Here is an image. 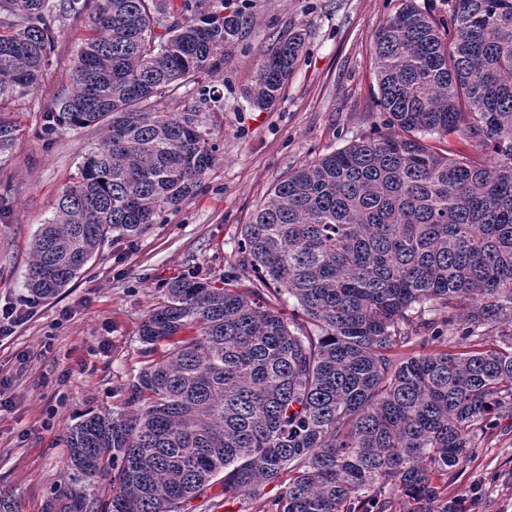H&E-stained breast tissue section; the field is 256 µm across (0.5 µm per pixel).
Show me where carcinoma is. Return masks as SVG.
Listing matches in <instances>:
<instances>
[{"label":"carcinoma","mask_w":512,"mask_h":512,"mask_svg":"<svg viewBox=\"0 0 512 512\" xmlns=\"http://www.w3.org/2000/svg\"><path fill=\"white\" fill-rule=\"evenodd\" d=\"M83 20L71 88L40 138L106 130L32 241L27 284L53 297L109 236L155 224L221 159L204 82L253 31L239 0H0V102L34 92L58 33ZM306 33L257 60L249 105L272 108ZM379 106L393 134L281 179L243 225L254 288L197 266L143 319L133 411L69 431L68 476L109 479L79 512H184L280 487L260 512H433L440 480L512 418V0H448V39L413 0L378 34ZM18 124L0 115V153ZM453 135L490 150L477 163ZM295 312L274 307L284 298ZM456 335L460 353L395 350ZM499 345L486 347V337Z\"/></svg>","instance_id":"1"}]
</instances>
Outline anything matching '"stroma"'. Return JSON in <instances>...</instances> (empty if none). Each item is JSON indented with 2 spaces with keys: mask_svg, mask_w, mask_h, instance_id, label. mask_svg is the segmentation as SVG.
<instances>
[{
  "mask_svg": "<svg viewBox=\"0 0 512 512\" xmlns=\"http://www.w3.org/2000/svg\"><path fill=\"white\" fill-rule=\"evenodd\" d=\"M402 0H250L252 39L224 66V109L216 113L223 159L199 191L132 238L106 241L75 283L41 300L11 335L0 338V491L16 512H74L103 485L63 482L69 429L88 412L128 410V384L147 355L139 326L166 282L190 266L249 288L256 273L237 251L277 182L294 169L370 136L389 133L377 100L375 40ZM291 28L309 40L276 106L250 107L243 92L254 60ZM87 30L71 21L38 90L6 106L19 123L12 150L0 154V307L29 296L26 269L34 232L50 218L62 189L102 131H61L52 149L39 138L46 106L70 86ZM26 362H19V355ZM450 512H512V420L496 421L478 448L441 482Z\"/></svg>",
  "mask_w": 512,
  "mask_h": 512,
  "instance_id": "stroma-1",
  "label": "stroma"
}]
</instances>
